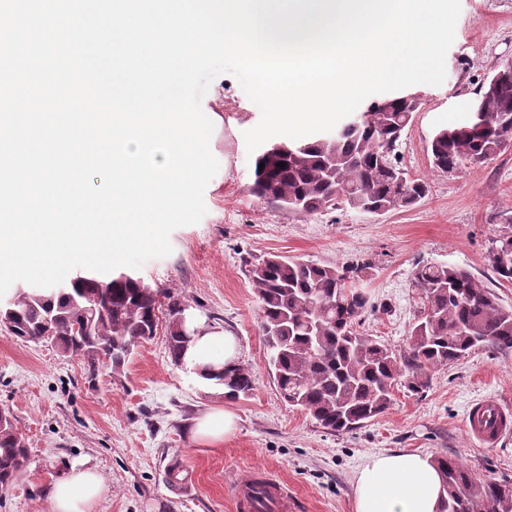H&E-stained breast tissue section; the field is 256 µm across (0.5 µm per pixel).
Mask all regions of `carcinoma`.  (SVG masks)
Returning <instances> with one entry per match:
<instances>
[{"label":"carcinoma","instance_id":"carcinoma-1","mask_svg":"<svg viewBox=\"0 0 512 512\" xmlns=\"http://www.w3.org/2000/svg\"><path fill=\"white\" fill-rule=\"evenodd\" d=\"M480 97L488 110L469 124L439 129L430 142L433 168L453 173L499 156L512 141V64H505ZM408 96L371 103L366 118L344 121L331 137L280 142L254 160L250 192L295 212L314 213L345 203L371 213L407 208L429 191L399 165L400 137L412 113ZM283 162L280 168L277 163ZM265 167H260V164ZM498 278L512 283V216L504 218L487 251ZM370 264L320 265L271 255L250 264L260 303V325L281 396L305 410L324 429L349 432L383 413L392 389L404 380L421 393L431 372L448 367L476 348L512 350V310L467 270L448 263H419L414 287L423 311L402 352L357 330L370 307L362 284ZM167 300L166 347L174 364L185 358L170 293L120 273L109 281L80 274L61 288L19 289L8 306L9 333L27 341L52 342L61 353L87 361L93 376L101 364L121 369L135 347L156 335L158 312ZM202 378L237 399L254 389L242 365ZM28 450L14 423L0 427V488L10 487L26 466ZM442 477L440 512H512V480L476 475L458 456L433 460Z\"/></svg>","mask_w":512,"mask_h":512}]
</instances>
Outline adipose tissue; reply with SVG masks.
Masks as SVG:
<instances>
[{
  "label": "adipose tissue",
  "instance_id": "adipose-tissue-1",
  "mask_svg": "<svg viewBox=\"0 0 512 512\" xmlns=\"http://www.w3.org/2000/svg\"><path fill=\"white\" fill-rule=\"evenodd\" d=\"M186 361L191 368L219 370L236 363L239 345L229 330L205 326L194 318ZM103 490L102 476L92 468H73L54 484L50 512H93ZM442 479L431 459L419 453L392 452L369 457L355 478L353 512H439Z\"/></svg>",
  "mask_w": 512,
  "mask_h": 512
}]
</instances>
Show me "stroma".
Returning a JSON list of instances; mask_svg holds the SVG:
<instances>
[{
    "label": "stroma",
    "instance_id": "obj_1",
    "mask_svg": "<svg viewBox=\"0 0 512 512\" xmlns=\"http://www.w3.org/2000/svg\"><path fill=\"white\" fill-rule=\"evenodd\" d=\"M512 63V0H461L442 84H417L407 94L420 108L401 137V166L430 185L412 207L383 215L345 205L294 213L252 195L253 160L244 133L259 108L231 74L216 77L201 105L214 124L210 149L219 169L204 192L205 216L170 235L172 252L136 274L178 299L186 312L238 339L240 364L255 376L248 397L227 399L202 387L192 369L171 361L165 345L168 313L153 339L138 346L117 372L88 379L84 361L45 342L0 330V409L9 410L28 448L24 474L0 489V512H50L48 492L72 468L104 478L94 512H238L237 479L262 469L284 482L296 512H353L355 474L367 457L416 452L459 455L480 475L512 478V434L485 448L469 436V402L497 397L512 406V352L472 351L434 372L426 391L397 386L388 410L347 433L323 429L280 396L267 365L260 309L246 261L267 254L320 264L370 262L364 283L372 306L360 332L404 348L421 307L413 286L416 262H446L468 270L499 304L512 309V284L498 280L487 259L503 214L512 215V146L495 159L451 174L431 167L433 113L450 98H478L480 88ZM231 409L237 431L219 445L194 440V419ZM194 475L184 494L168 477L172 463Z\"/></svg>",
    "mask_w": 512,
    "mask_h": 512
}]
</instances>
